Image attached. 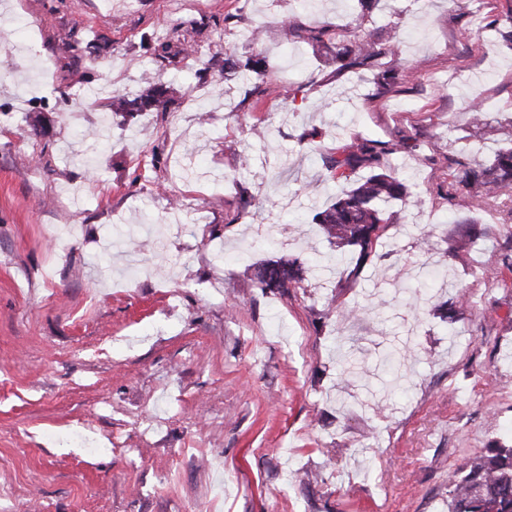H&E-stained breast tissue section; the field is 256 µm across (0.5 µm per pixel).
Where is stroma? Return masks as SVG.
<instances>
[{
	"mask_svg": "<svg viewBox=\"0 0 512 512\" xmlns=\"http://www.w3.org/2000/svg\"><path fill=\"white\" fill-rule=\"evenodd\" d=\"M358 11L0 0V512H448L449 476L512 445V222L484 209L452 256L448 196L473 108L506 137L512 0H382L363 27L397 55L342 71L282 34L273 94L221 75L260 22L347 40ZM146 74L166 107L112 113ZM361 138L412 191L363 262L312 222ZM281 257L288 292L242 274Z\"/></svg>",
	"mask_w": 512,
	"mask_h": 512,
	"instance_id": "35a3bbf8",
	"label": "stroma"
}]
</instances>
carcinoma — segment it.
<instances>
[{
    "instance_id": "obj_1",
    "label": "carcinoma",
    "mask_w": 512,
    "mask_h": 512,
    "mask_svg": "<svg viewBox=\"0 0 512 512\" xmlns=\"http://www.w3.org/2000/svg\"><path fill=\"white\" fill-rule=\"evenodd\" d=\"M281 28L296 33H307V42L333 44L336 61L349 65L371 66L382 55L395 53L394 45L362 32L360 20H355L357 33L349 41L335 40L336 25L326 20H315L305 26L290 16L281 22ZM263 28H255L244 42L249 56L240 62L233 53L224 54V74H234L242 68L252 78L262 79L273 68L269 58L258 49ZM168 88L146 76L139 93L132 99L121 94L112 95L113 112H149L165 107ZM387 151L368 139L354 140L336 150L327 163L329 179L338 184H350L336 196L328 208L317 212L313 222L320 225L328 240L358 251L357 263L364 262L372 252L386 226L392 223L386 204L409 196L408 185L388 172ZM370 173L354 180L359 168ZM469 193L479 203L495 201L503 195L512 200V140L498 147L487 164L460 165L448 185V201L459 193ZM245 274L259 287L285 291L303 279V271L296 261L279 258L259 265H249ZM448 512H512V447L492 448L469 470L448 479Z\"/></svg>"
}]
</instances>
